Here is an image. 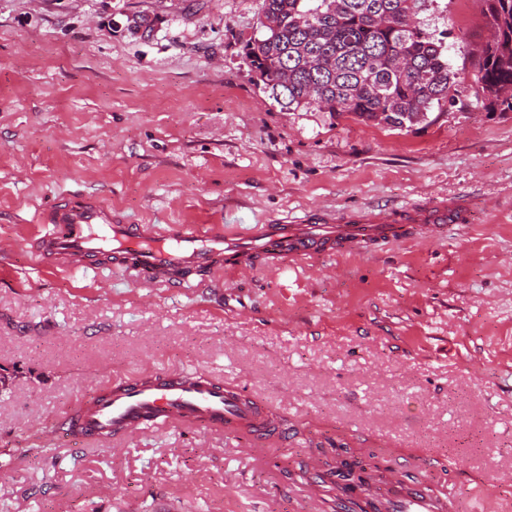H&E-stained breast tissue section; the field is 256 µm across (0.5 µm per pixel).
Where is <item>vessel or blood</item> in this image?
<instances>
[{
    "instance_id": "1",
    "label": "vessel or blood",
    "mask_w": 512,
    "mask_h": 512,
    "mask_svg": "<svg viewBox=\"0 0 512 512\" xmlns=\"http://www.w3.org/2000/svg\"><path fill=\"white\" fill-rule=\"evenodd\" d=\"M472 203L461 199L418 207L370 209L349 214L336 223L260 224L245 234L226 233L219 224L195 227L152 224L133 226L114 216L111 208L87 196L63 198L39 215L48 227L35 243L44 261L80 270L91 258L111 257L114 265L134 273L146 285L190 284L194 277L217 268L246 271L255 265L310 260L332 253H355L365 244L381 245L415 234L444 235L448 225L471 218ZM179 420L213 427L238 436L264 435L271 424L257 400L244 391L215 382L208 375L161 372L119 380L99 388L68 418L80 437H106L163 427ZM389 489L377 503L378 512H444L446 498L422 486L388 480Z\"/></svg>"
}]
</instances>
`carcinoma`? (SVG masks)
<instances>
[{
  "mask_svg": "<svg viewBox=\"0 0 512 512\" xmlns=\"http://www.w3.org/2000/svg\"><path fill=\"white\" fill-rule=\"evenodd\" d=\"M424 0H262L245 57L288 110L402 130L426 120L455 84L442 42L418 18ZM490 37L478 82L489 112H512V0H484ZM350 493L371 475L358 460L325 462Z\"/></svg>",
  "mask_w": 512,
  "mask_h": 512,
  "instance_id": "1",
  "label": "carcinoma"
}]
</instances>
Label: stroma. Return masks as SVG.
<instances>
[{"mask_svg": "<svg viewBox=\"0 0 512 512\" xmlns=\"http://www.w3.org/2000/svg\"><path fill=\"white\" fill-rule=\"evenodd\" d=\"M261 4L0 0V512H322L301 474L340 443L459 512H512V112L483 105V2L425 0L455 85L402 131L278 103L242 53ZM73 194L232 232L444 196L474 212L165 288L31 254L39 210ZM163 369L254 393L276 432L59 435L95 389Z\"/></svg>", "mask_w": 512, "mask_h": 512, "instance_id": "stroma-1", "label": "stroma"}]
</instances>
